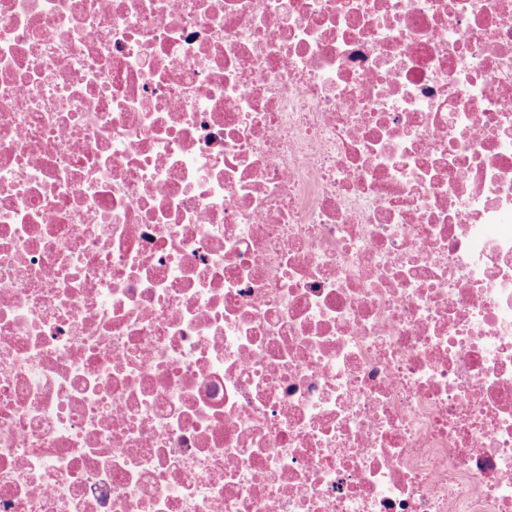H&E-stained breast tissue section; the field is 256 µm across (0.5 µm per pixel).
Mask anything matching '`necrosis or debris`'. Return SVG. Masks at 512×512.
<instances>
[{
  "label": "necrosis or debris",
  "mask_w": 512,
  "mask_h": 512,
  "mask_svg": "<svg viewBox=\"0 0 512 512\" xmlns=\"http://www.w3.org/2000/svg\"><path fill=\"white\" fill-rule=\"evenodd\" d=\"M0 512H512V0H0Z\"/></svg>",
  "instance_id": "1"
}]
</instances>
